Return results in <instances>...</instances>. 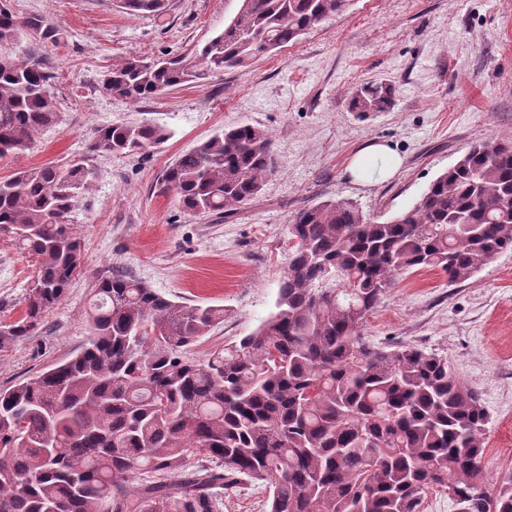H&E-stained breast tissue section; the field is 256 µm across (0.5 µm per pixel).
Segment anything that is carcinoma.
<instances>
[{"label": "carcinoma", "mask_w": 512, "mask_h": 512, "mask_svg": "<svg viewBox=\"0 0 512 512\" xmlns=\"http://www.w3.org/2000/svg\"><path fill=\"white\" fill-rule=\"evenodd\" d=\"M122 4L160 15L168 0ZM348 4L239 0L194 62L127 59L103 87L140 102L210 71L244 70ZM24 36L28 51L9 52ZM65 38L58 21L18 19L0 3V158L32 149L58 122L41 49ZM394 95L367 84L349 108L384 112ZM168 138L151 123L108 124L88 155L0 178V234L36 266L24 314L0 324V349L36 335L82 273L69 215L92 190L91 155H137ZM273 170L269 134L246 124L179 155L158 188L188 212L231 215ZM290 234L276 310L202 361L185 353L224 320V307L100 274L80 350L0 387V512H221L222 494L242 481L268 489L265 512H421L434 489L468 512H512V474L492 483L484 469L490 417L479 392L446 357L360 334L398 276L432 269L462 283L512 250V143L472 146L390 219L326 200L298 209ZM141 470L152 479L134 488Z\"/></svg>", "instance_id": "1"}]
</instances>
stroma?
I'll list each match as a JSON object with an SVG mask.
<instances>
[{
    "instance_id": "35a3bbf8",
    "label": "stroma",
    "mask_w": 512,
    "mask_h": 512,
    "mask_svg": "<svg viewBox=\"0 0 512 512\" xmlns=\"http://www.w3.org/2000/svg\"><path fill=\"white\" fill-rule=\"evenodd\" d=\"M8 5L20 18L58 19L68 36L43 50L60 119L30 151L0 159V177L87 155L94 130L106 124H157L169 138L142 155L93 156L96 182L70 215L83 243L82 273L38 335L0 350L2 387L84 343L94 281L110 268L174 301L225 307L223 323L189 351L204 359L274 312L296 209L348 199L383 220L412 207L471 144L512 142V0H350L343 13L245 70L214 71L137 104L109 95L104 72L129 57H193L223 32L237 0H171L159 16L128 14L120 0ZM368 82L398 93L389 109L362 119L347 99ZM241 124L272 136L275 169L257 199L220 217L185 212L158 192L179 154ZM373 142L390 145L401 165L387 180L362 184L347 168ZM34 276L31 260L0 235V321L24 313ZM361 332L378 346L447 357L489 411V480L512 472V251L459 284L435 270L399 276Z\"/></svg>"
}]
</instances>
